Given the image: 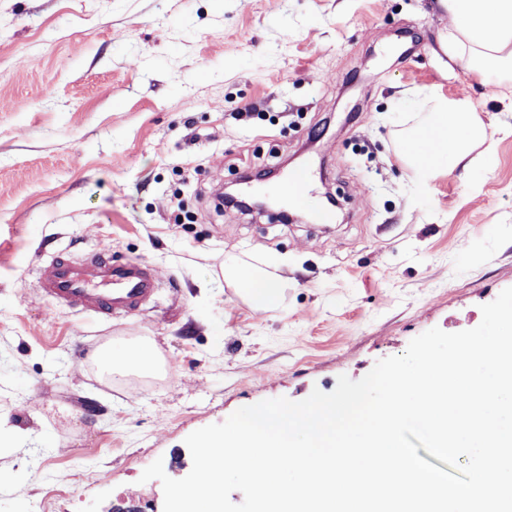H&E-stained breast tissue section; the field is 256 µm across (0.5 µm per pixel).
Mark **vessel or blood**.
I'll use <instances>...</instances> for the list:
<instances>
[{"mask_svg": "<svg viewBox=\"0 0 512 512\" xmlns=\"http://www.w3.org/2000/svg\"><path fill=\"white\" fill-rule=\"evenodd\" d=\"M41 285L46 295L62 304L106 317L139 309L156 289L146 266L105 254L80 262L53 256L44 267Z\"/></svg>", "mask_w": 512, "mask_h": 512, "instance_id": "vessel-or-blood-1", "label": "vessel or blood"}]
</instances>
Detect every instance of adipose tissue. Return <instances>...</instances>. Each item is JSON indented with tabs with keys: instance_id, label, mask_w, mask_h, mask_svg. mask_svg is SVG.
Masks as SVG:
<instances>
[{
	"instance_id": "1",
	"label": "adipose tissue",
	"mask_w": 512,
	"mask_h": 512,
	"mask_svg": "<svg viewBox=\"0 0 512 512\" xmlns=\"http://www.w3.org/2000/svg\"><path fill=\"white\" fill-rule=\"evenodd\" d=\"M456 19L448 34L449 60L465 62L467 70L484 75L489 70H512V0H442ZM484 127L466 98H436L432 115L414 127L404 147L415 172H436L444 160L461 161L467 147L482 138ZM225 280L236 284L256 308L276 304L284 283L275 272L250 269L229 262Z\"/></svg>"
}]
</instances>
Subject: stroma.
<instances>
[{
	"instance_id": "1",
	"label": "stroma",
	"mask_w": 512,
	"mask_h": 512,
	"mask_svg": "<svg viewBox=\"0 0 512 512\" xmlns=\"http://www.w3.org/2000/svg\"><path fill=\"white\" fill-rule=\"evenodd\" d=\"M440 0H0V512H163L192 432L331 392L432 328L477 327L512 287V73L449 62ZM468 94L486 140L418 177L427 89ZM253 119H239L241 108ZM314 171L281 223L210 202ZM56 253L143 261L157 288L94 317L41 289ZM259 310L224 278L280 259ZM151 344L153 370L99 351Z\"/></svg>"
}]
</instances>
